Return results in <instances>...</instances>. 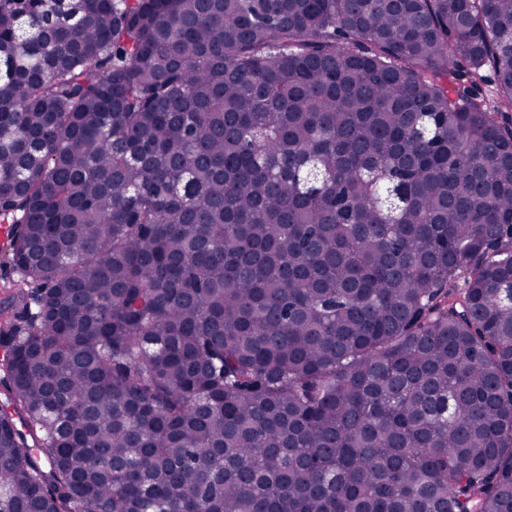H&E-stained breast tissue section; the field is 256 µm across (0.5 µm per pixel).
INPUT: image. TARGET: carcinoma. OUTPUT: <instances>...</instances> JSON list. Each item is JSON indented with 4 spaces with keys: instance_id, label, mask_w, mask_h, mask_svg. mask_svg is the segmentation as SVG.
Here are the masks:
<instances>
[{
    "instance_id": "obj_1",
    "label": "carcinoma",
    "mask_w": 512,
    "mask_h": 512,
    "mask_svg": "<svg viewBox=\"0 0 512 512\" xmlns=\"http://www.w3.org/2000/svg\"><path fill=\"white\" fill-rule=\"evenodd\" d=\"M0 512H512V0H0Z\"/></svg>"
}]
</instances>
